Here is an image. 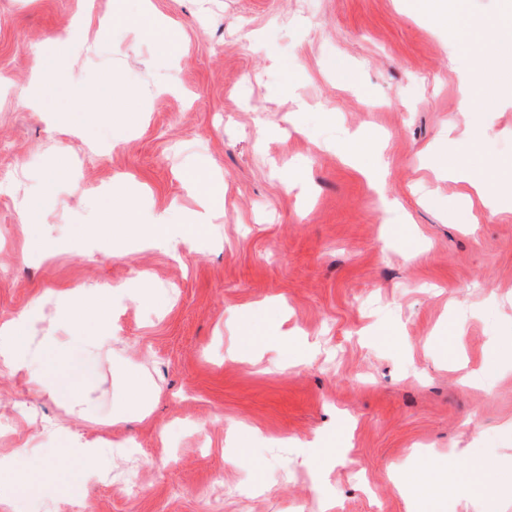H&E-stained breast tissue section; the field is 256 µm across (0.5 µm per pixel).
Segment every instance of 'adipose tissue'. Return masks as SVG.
<instances>
[{
    "label": "adipose tissue",
    "instance_id": "adipose-tissue-1",
    "mask_svg": "<svg viewBox=\"0 0 512 512\" xmlns=\"http://www.w3.org/2000/svg\"><path fill=\"white\" fill-rule=\"evenodd\" d=\"M503 15L495 22L474 26L467 0H415L414 8L423 15L447 28L448 37L458 45L467 47L480 42L485 52L483 63L467 67L460 85V107L465 112L482 109V94H496L500 88L495 78L499 59L512 55V0H502ZM113 18L109 15H86L73 28L50 39L48 53L56 71L65 70L72 59V51L84 44L89 33L107 38L112 31ZM480 138H450L446 157L434 163L438 173L450 181L462 184L463 193L457 194L454 203L461 208L469 207L472 197H479L482 206L495 215L512 211V188L501 186L499 193L491 195L487 186L495 176L505 174L506 166L480 154ZM188 183L202 191V201L197 210L172 220L169 211L152 214L149 222H141L139 203L132 187L123 192L129 204L123 214L125 231L130 236L149 237L156 246L170 249L192 248L196 228L211 223L215 212L224 206V192L220 184L202 186L200 175H191ZM120 295L132 300L140 299V289L126 285H90L60 293L57 316L73 328L66 343L56 337L36 335L39 322V301L31 304L18 316L0 323V365L26 377L33 395H46L58 401L66 410L67 422L47 420L42 425L44 433L60 435L67 441L66 452L76 457L81 467L64 470L54 461H46L39 468H32L26 449L16 448L0 455V488L21 497L53 498L69 494L82 487L86 473L99 469L105 442L100 438H87L74 433L69 423L73 420L90 421L94 418L95 402L82 385L65 375L62 366L71 351H80L93 359L101 353L112 338V321L109 310L113 296ZM95 324L92 332L80 330L81 321Z\"/></svg>",
    "mask_w": 512,
    "mask_h": 512
}]
</instances>
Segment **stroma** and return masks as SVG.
Masks as SVG:
<instances>
[{"mask_svg": "<svg viewBox=\"0 0 512 512\" xmlns=\"http://www.w3.org/2000/svg\"><path fill=\"white\" fill-rule=\"evenodd\" d=\"M151 2L178 34L171 47L137 20V0H0V322L37 297L51 329L57 292L150 275L149 299L114 298L91 378L98 421L74 426L110 444L86 498L0 493V512H408L389 467L437 489L425 449L452 471L485 460L484 486L512 512L500 490L512 482V214L454 208L457 186L430 170L475 126L489 131L487 157L512 160V103L460 112L476 53L406 0ZM80 12L113 13L103 57L81 50L31 109L35 53ZM115 74L132 102L108 101ZM49 112L109 149L89 150ZM362 132L382 142L362 162L383 166L392 210L337 151ZM201 163L220 171L224 209L194 249L120 234L113 257L80 249L127 204L104 187L128 179L145 214L194 210L186 172ZM290 172L302 183L287 186ZM46 181V204L22 222L17 200ZM287 329L303 349L274 341ZM127 369L153 412L116 425ZM64 414L0 367V452L76 469L40 429ZM339 433L345 456L313 477L308 443ZM241 442L253 467L224 461Z\"/></svg>", "mask_w": 512, "mask_h": 512, "instance_id": "1", "label": "stroma"}]
</instances>
